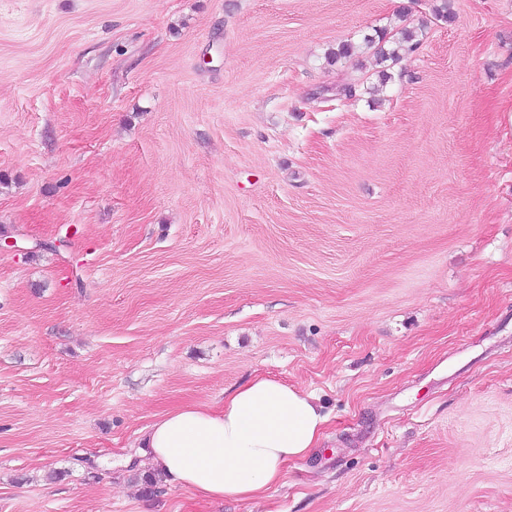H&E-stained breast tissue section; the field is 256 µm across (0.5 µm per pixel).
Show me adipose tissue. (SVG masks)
<instances>
[{"instance_id":"obj_1","label":"adipose tissue","mask_w":512,"mask_h":512,"mask_svg":"<svg viewBox=\"0 0 512 512\" xmlns=\"http://www.w3.org/2000/svg\"><path fill=\"white\" fill-rule=\"evenodd\" d=\"M325 422L313 394L258 376L226 393L221 409L187 404L158 418L143 454L165 482L209 499H248L278 485Z\"/></svg>"}]
</instances>
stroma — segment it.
<instances>
[{"mask_svg": "<svg viewBox=\"0 0 512 512\" xmlns=\"http://www.w3.org/2000/svg\"><path fill=\"white\" fill-rule=\"evenodd\" d=\"M431 2L0 0V512H512V0ZM260 375L282 484L146 486ZM407 14L400 15L401 24L392 31L381 30L376 46L373 40L368 41L370 48L374 47L380 64L391 60L396 61L402 55L415 52L419 47L418 28L407 22ZM315 396L258 376L211 410L187 404L158 418L143 456L165 482L209 499H248L278 485L284 465L315 448L326 416Z\"/></svg>", "mask_w": 512, "mask_h": 512, "instance_id": "35a3bbf8", "label": "stroma"}]
</instances>
